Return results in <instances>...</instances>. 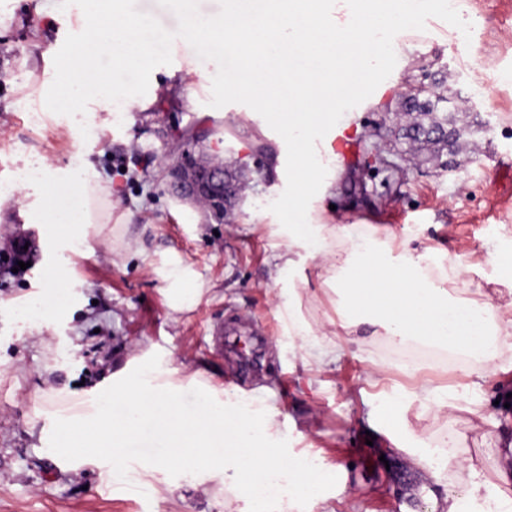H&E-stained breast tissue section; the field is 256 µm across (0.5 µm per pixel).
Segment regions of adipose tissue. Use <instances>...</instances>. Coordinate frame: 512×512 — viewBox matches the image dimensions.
Listing matches in <instances>:
<instances>
[{
    "instance_id": "ef3b65f1",
    "label": "adipose tissue",
    "mask_w": 512,
    "mask_h": 512,
    "mask_svg": "<svg viewBox=\"0 0 512 512\" xmlns=\"http://www.w3.org/2000/svg\"><path fill=\"white\" fill-rule=\"evenodd\" d=\"M186 31L172 40L180 79L167 93L196 104L200 91L219 92L245 103V115L264 113L266 123L288 141V244L277 256L292 265L295 248L309 247L321 277L345 303L332 322L334 337L305 350L302 361L322 371L336 360L339 337L362 344L364 337L387 342L415 340L441 350H459L476 361L479 380L504 369L512 353V297L482 300L469 296L464 271L434 263L430 252L377 241L373 233L353 237L344 215L327 213L340 170V156L329 138L348 130L355 106L372 103V86L383 84L388 63L413 60L411 30L430 15L448 20L442 0H391L374 15L367 0H224L222 11L202 17L197 0H175ZM146 21L132 15L123 0H83L78 13L80 38L56 64L52 78L34 89L41 112H61L112 124L116 106L147 110L157 91L145 95L116 89L97 67L100 58L118 60L142 74L158 64L154 43L143 34ZM208 67H201V60ZM54 187L45 196L41 222L49 236L79 251L89 238L123 240L130 222L116 214L112 193L86 167L57 172L48 161L7 189H0V210L22 204L29 191ZM167 278L170 309L181 313L203 294L191 272L171 270ZM455 285L460 297H451Z\"/></svg>"
}]
</instances>
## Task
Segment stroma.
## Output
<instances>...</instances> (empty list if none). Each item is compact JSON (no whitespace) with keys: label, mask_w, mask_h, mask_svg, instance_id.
<instances>
[{"label":"stroma","mask_w":512,"mask_h":512,"mask_svg":"<svg viewBox=\"0 0 512 512\" xmlns=\"http://www.w3.org/2000/svg\"><path fill=\"white\" fill-rule=\"evenodd\" d=\"M77 0H0V182L11 180L23 161L49 160L54 167L84 165L111 188L118 212L134 218L125 232L126 249L112 253L100 243L73 253L46 238L40 201L30 197L15 223L1 224L0 237L33 232L39 252L19 277L0 276V512H225L223 497L208 490L220 477L204 474H150L151 489L123 488L113 467L96 459L81 466L47 451L43 411L57 391L80 396L111 381L136 355H159L160 369H183L199 381L233 388L249 408L279 411L280 436L290 452L316 456L336 486L306 507L282 502V512H442L445 494L459 499L460 512H482L484 500L512 498V487L494 479L493 437L512 434V408L501 405V384L512 386V369L498 380L473 387L461 371L423 369L392 362L381 339L344 346L331 370L312 374L302 363L296 336L300 325L317 327L336 314V296L317 276V261L295 250L294 267L279 271L274 260L284 236L269 214H282L288 172L276 167L288 152L287 140L264 128L262 115L245 121L240 140L257 138L265 154L237 149L227 141L217 149L220 129L213 119L179 100H159L149 112H124L111 128L71 136L72 117L46 115L30 120L21 88L27 62L54 68L77 33ZM147 21L160 57V70H172L168 38L182 19L165 0H130ZM415 60L403 68L378 105L356 116L361 132L344 157L336 180V204L347 221L376 224L414 238L419 247L447 250L448 261L462 259L471 287L497 296L507 274L489 264L492 255H512V0H456L455 20L443 27L426 20L415 37ZM445 78L444 111L456 129L454 145L432 158L429 151L406 153L395 145L384 155L392 170L366 166L376 144V128L390 125L409 88L425 73ZM210 134L208 155L223 151L227 163L244 162L250 187L223 221L203 216L182 220V200L168 188L161 163L176 151L180 135ZM124 155L126 175L114 172ZM180 261L197 275L205 292L193 310L172 313L158 270ZM64 265L73 282L68 309L43 323H22L17 308L40 293L50 267ZM309 286L298 290L300 278ZM240 322L267 345L258 374L241 376L234 353H216L210 332L216 321ZM387 364L388 378L373 386L366 374L373 363ZM442 386L453 409L435 416L415 395L418 380ZM476 402L483 416L469 414ZM407 405L411 434L397 433L394 410ZM455 440L458 450L489 478L484 499L465 496L467 473L438 462L421 470L410 462L427 443Z\"/></svg>","instance_id":"stroma-1"}]
</instances>
